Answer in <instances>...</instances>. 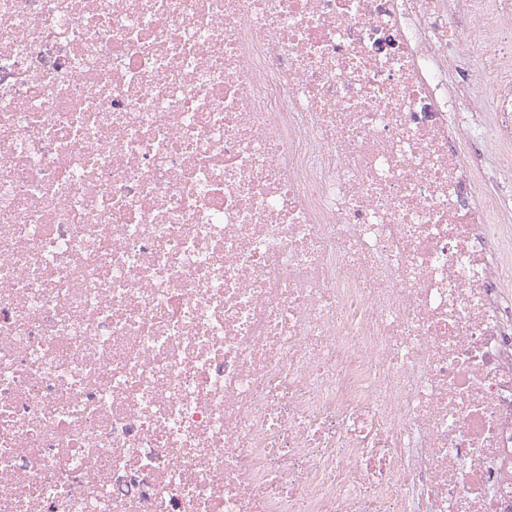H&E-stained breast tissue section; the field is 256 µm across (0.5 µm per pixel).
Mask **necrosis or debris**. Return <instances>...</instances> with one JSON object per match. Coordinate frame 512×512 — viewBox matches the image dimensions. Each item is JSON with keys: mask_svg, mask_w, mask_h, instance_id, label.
Instances as JSON below:
<instances>
[{"mask_svg": "<svg viewBox=\"0 0 512 512\" xmlns=\"http://www.w3.org/2000/svg\"><path fill=\"white\" fill-rule=\"evenodd\" d=\"M0 512H512V0H0Z\"/></svg>", "mask_w": 512, "mask_h": 512, "instance_id": "obj_1", "label": "necrosis or debris"}]
</instances>
